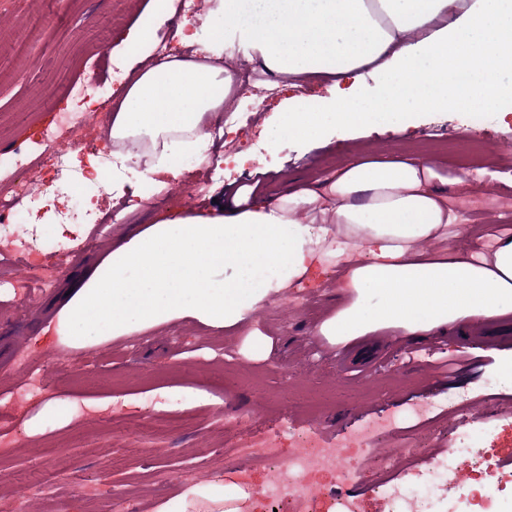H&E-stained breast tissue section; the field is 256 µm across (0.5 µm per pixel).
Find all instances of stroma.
I'll list each match as a JSON object with an SVG mask.
<instances>
[{
    "mask_svg": "<svg viewBox=\"0 0 512 512\" xmlns=\"http://www.w3.org/2000/svg\"><path fill=\"white\" fill-rule=\"evenodd\" d=\"M146 3L0 0L1 32H11L15 20L25 17L37 35L25 54L0 53V162L17 143L39 148L43 130L67 109L68 83L100 70L98 44L116 45ZM332 83L325 75L286 76L280 93L260 107L253 95L239 91L231 108L243 113L242 130L234 141L217 138L211 145L213 154L226 158L223 170L209 174L188 150L178 176L160 174L151 185L139 173L109 178L91 203L108 220L102 232L49 234L19 222L20 231L57 241L47 256L57 273L48 288L12 294L28 271L0 254V404L30 374H44L49 385L46 398L18 412L10 428L12 447H0V512L11 501L8 487L19 485L34 493L30 512H120L126 496L137 512H155L171 495L208 482H239L252 492L264 483L265 468L234 455L240 443L276 433L286 454L294 434L308 427L333 444L369 420L393 416L389 439L370 446L345 484L324 488L327 507L350 497L363 512H379L376 491L383 482H414L417 471L445 454L448 435L440 426L450 417L452 399L466 415L461 430L480 432L477 455L512 471V393L503 391L497 376L500 361L512 356V339L489 346L479 336L411 340L384 330L341 347L329 344L315 328L340 302V257L330 259L317 279L271 294L252 313L249 329L269 344L260 359L244 355L245 333L224 334L188 320L82 350L48 344L42 335L71 284L118 238L151 223L155 212L206 213L236 197L275 203L288 188L312 183L365 151L430 158L440 178L461 179L449 203L463 223L448 246L477 252L512 234V116L503 122L491 113L474 124L451 107L420 112L405 128L333 134L318 147L285 138L271 146L284 101L303 96L321 103ZM477 141L484 147L480 166L490 172L481 180L466 167ZM190 185L198 186L197 194L185 195ZM122 203L132 206L131 218L111 222ZM48 398H109L114 408L99 422L80 414L27 434V421ZM424 401L434 403L433 413L411 414ZM259 402L264 411L256 418L251 411ZM427 433L433 436L430 447L412 454ZM384 453L394 458L392 471L373 463Z\"/></svg>",
    "mask_w": 512,
    "mask_h": 512,
    "instance_id": "stroma-1",
    "label": "stroma"
}]
</instances>
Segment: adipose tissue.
Masks as SVG:
<instances>
[{"label":"adipose tissue","mask_w":512,"mask_h":512,"mask_svg":"<svg viewBox=\"0 0 512 512\" xmlns=\"http://www.w3.org/2000/svg\"><path fill=\"white\" fill-rule=\"evenodd\" d=\"M212 38L198 59L147 65L112 115L113 144L149 137L147 173H178L183 134L217 121L238 92L220 66L233 30L272 72L339 79L369 67L383 93L332 98L284 113L278 136L319 145L333 132L401 126L418 109L455 104L472 119L512 115V0H210ZM174 0H148L122 41L129 63L145 60ZM448 181L427 161L369 154L281 197L148 225L112 248L75 283L50 325L57 344L84 349L191 319L240 330L270 294L348 253L343 297L316 333L344 344L380 330L425 337L512 311V236L483 254L423 253L460 223ZM238 485H194L156 512H224L247 500Z\"/></svg>","instance_id":"ef3b65f1"}]
</instances>
